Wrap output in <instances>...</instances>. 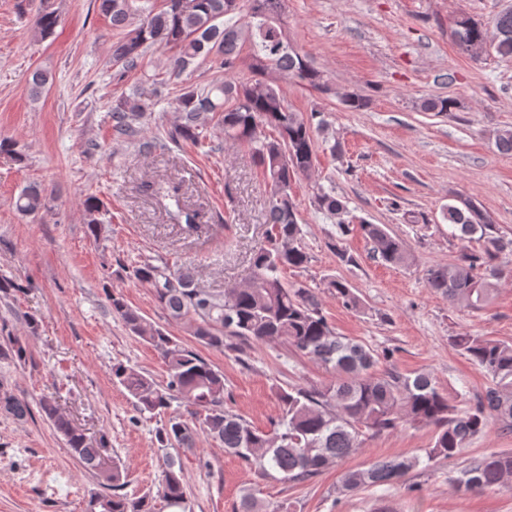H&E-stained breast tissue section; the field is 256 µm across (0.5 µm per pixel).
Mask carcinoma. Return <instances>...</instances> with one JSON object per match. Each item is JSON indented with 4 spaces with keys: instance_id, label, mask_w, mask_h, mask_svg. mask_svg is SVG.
Wrapping results in <instances>:
<instances>
[{
    "instance_id": "1",
    "label": "carcinoma",
    "mask_w": 512,
    "mask_h": 512,
    "mask_svg": "<svg viewBox=\"0 0 512 512\" xmlns=\"http://www.w3.org/2000/svg\"><path fill=\"white\" fill-rule=\"evenodd\" d=\"M101 13L120 32L112 44V65L119 74L139 66L152 46L176 50L172 70L181 73L210 59L224 66V81L203 88L189 85L175 98L176 120L168 131L175 143L204 145L208 124L218 119L224 141L247 147L262 169L267 187L265 241L253 250L251 276L224 291L200 288L192 269L171 268L160 258L148 257L132 269L133 277L151 288L168 316L189 328L203 346L224 348V339L257 343L280 341L296 353L312 358L336 373V380L322 387L290 386L278 390L281 416L269 431L250 425L224 407V373L165 329L149 322L122 296L111 294L112 313L130 335L146 342L163 360L168 381L161 385L145 374L122 364L112 367V376L141 413H163L180 398L203 413L205 431L214 441L246 464L284 483L301 484L321 474L331 463L342 461L362 447L365 437L397 430L402 423L432 428L427 461L455 459L493 423L504 433L512 432V344L460 333L452 344L490 378L492 385L465 409L454 404L429 373L402 376L388 368L377 371L380 359L390 354L336 334L323 315L317 294L285 281L289 268L308 263L301 244L302 227L292 194L300 175H310L317 162L319 136H324L331 154L340 143L326 137L328 124L321 111L301 112L288 106L281 82L294 79L327 93L324 74L288 41L283 27V0H162L155 8L151 0H98ZM238 16L233 23L227 16ZM58 14L50 2L34 19L35 31L43 38L53 34ZM452 39L456 46L480 56L486 45L483 29L469 19L455 22ZM249 47V68L259 78L238 81L233 72ZM492 48L503 59L512 58V11L495 21ZM51 74H30L31 95L38 97L52 84ZM454 100L436 96L422 100L421 112L446 113ZM148 103L139 96H121L112 101V130L120 137L135 133ZM270 127L275 135L261 132ZM140 191L155 200L173 223L188 236L201 228L200 210L185 204L181 184L173 180H147ZM317 211L334 221L341 233L349 225L360 226L373 255L382 262L401 266L408 262L404 240L383 224H373L350 215L346 201L334 187H317L313 200ZM23 216L50 212L45 189L37 183L25 186L14 202ZM89 235L101 233V203L89 196L84 201ZM450 235L461 242L456 257L446 265L426 270L427 287L456 307L469 311L487 308L494 297L493 279L500 275L497 262L512 255V239L495 231L493 220L467 199L446 205L441 212ZM481 242L471 249L472 240ZM325 288L350 309L361 300L344 279L330 277ZM0 404L12 415L30 414L28 402L11 396ZM39 407L66 440L72 455L88 472L102 480L111 493L90 495L86 512H153L148 494L130 497L118 493L124 476L117 465L104 466L105 438L92 441L76 428L56 401L44 396ZM159 445L189 448L195 430L179 414L169 416L157 430ZM420 464L415 457L379 460L367 467L348 469L340 477L341 490L353 493L363 488L390 486L401 481ZM458 489L484 493L512 486V453L491 452L470 462L449 478ZM162 498L167 507L185 512L181 469L167 462L162 479Z\"/></svg>"
}]
</instances>
